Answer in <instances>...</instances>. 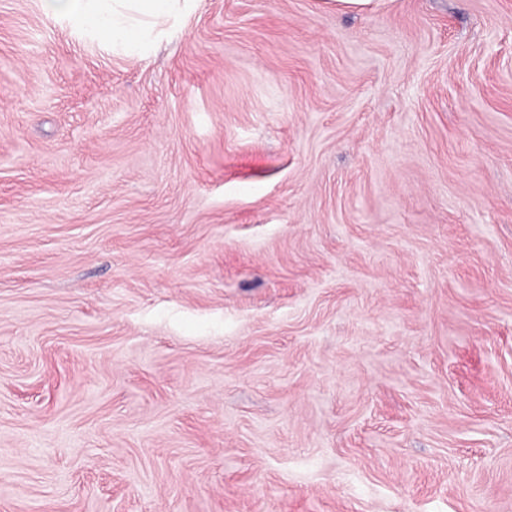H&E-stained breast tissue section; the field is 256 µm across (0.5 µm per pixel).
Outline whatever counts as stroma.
<instances>
[{
  "instance_id": "35a3bbf8",
  "label": "stroma",
  "mask_w": 512,
  "mask_h": 512,
  "mask_svg": "<svg viewBox=\"0 0 512 512\" xmlns=\"http://www.w3.org/2000/svg\"><path fill=\"white\" fill-rule=\"evenodd\" d=\"M0 512H512V0H0ZM49 15L102 42L146 47L152 32L193 0H44Z\"/></svg>"
}]
</instances>
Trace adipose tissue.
Wrapping results in <instances>:
<instances>
[{"label":"adipose tissue","instance_id":"adipose-tissue-1","mask_svg":"<svg viewBox=\"0 0 512 512\" xmlns=\"http://www.w3.org/2000/svg\"><path fill=\"white\" fill-rule=\"evenodd\" d=\"M49 15L99 40L130 48L147 46L154 30L192 0H44Z\"/></svg>","mask_w":512,"mask_h":512}]
</instances>
